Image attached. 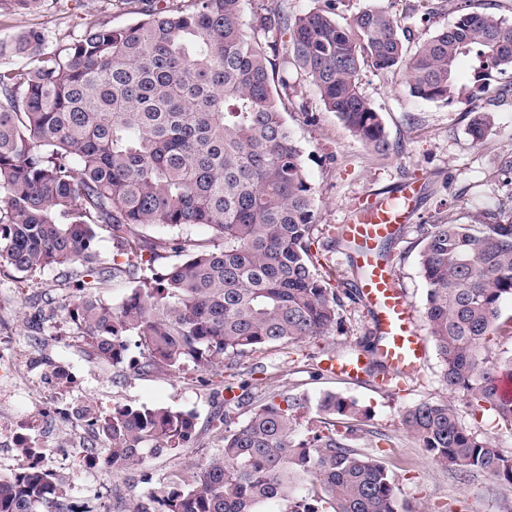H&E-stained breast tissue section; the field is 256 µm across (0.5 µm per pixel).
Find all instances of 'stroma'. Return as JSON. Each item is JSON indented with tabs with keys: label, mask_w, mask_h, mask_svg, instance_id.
Instances as JSON below:
<instances>
[{
	"label": "stroma",
	"mask_w": 512,
	"mask_h": 512,
	"mask_svg": "<svg viewBox=\"0 0 512 512\" xmlns=\"http://www.w3.org/2000/svg\"><path fill=\"white\" fill-rule=\"evenodd\" d=\"M370 4L403 18L406 44L415 47L455 19L447 0H433L435 12L424 18L414 13L416 0H342L336 18L346 23L360 6ZM132 17L115 0H44L34 11H0V39L28 30L41 31L46 51H54L79 36L87 23L105 21L119 27ZM362 94L381 113L393 150L388 158L368 151L361 141L323 106L310 78L295 74L279 96L284 117L303 152L306 175L316 192L317 222L325 233L318 248L323 274L332 280L357 283L358 272L349 250L330 248L329 232L345 223L366 197L389 194L411 183L417 188L413 216L398 235L386 241L389 266L418 316L419 334H426L421 318L427 284L418 258L429 225L454 221L471 224L512 219V71H492L477 99L461 96L452 103L426 102L410 95L401 73H382L363 64L358 73ZM487 105L493 128L482 143L468 133L474 103ZM55 271L48 270L19 282L0 274V336L9 344L39 354L43 367L70 365L78 380L73 395L98 405L100 415L116 406L134 409L167 407L192 415L195 433L181 448L151 453L131 471H89L71 464L66 481L71 499L92 496L107 485L110 512H123L130 499L147 492L144 476L162 480L193 467L223 444V382L211 369L194 365L183 371H145L137 349H129L123 364L102 361L68 326L30 331L27 320L36 307L58 306L63 294ZM341 328L319 340L288 347L272 345L255 353L263 365L256 374L254 397L263 403L289 392L303 396L298 416L300 433L333 425L317 408L323 394L353 398L368 411L353 446L387 467L398 488L404 512H512V486L481 471H460L436 462L403 430L405 407L422 401L448 400L462 424L512 455V429L494 413L472 416L462 394L449 392L440 379L441 362L428 349L419 370L406 377L394 392L370 380L349 382L326 373L324 358L344 354L372 333V318L364 304L346 303ZM389 435L378 443L374 431Z\"/></svg>",
	"instance_id": "1"
}]
</instances>
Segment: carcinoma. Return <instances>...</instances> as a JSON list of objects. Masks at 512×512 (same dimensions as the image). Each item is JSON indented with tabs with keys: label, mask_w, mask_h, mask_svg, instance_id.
I'll return each mask as SVG.
<instances>
[{
	"label": "carcinoma",
	"mask_w": 512,
	"mask_h": 512,
	"mask_svg": "<svg viewBox=\"0 0 512 512\" xmlns=\"http://www.w3.org/2000/svg\"><path fill=\"white\" fill-rule=\"evenodd\" d=\"M130 2L133 22L89 24L56 51L35 30L0 42V56L21 60L0 69V271L57 270L73 291L64 320L105 362L123 363L134 336L144 370L193 363L251 376L253 354L328 335L355 296L318 273L315 191L277 88L301 70L325 109L385 158L392 146L359 90L361 64L402 72L415 98L451 103L463 94L461 58L472 60L478 86L491 69L512 70V23L456 0L454 22L411 51L401 20L371 6L344 26L331 8L294 18L271 8L248 23L244 0ZM472 113L479 143L492 115ZM196 225L212 237L148 234ZM101 229L114 244L109 260L97 249ZM422 242L423 315L443 383L472 414L492 411L512 428V403L495 386L512 357L489 354L501 303L512 298V221L433 224ZM170 257L179 261L163 263ZM119 277L133 286L114 307L102 293ZM225 390V408L253 405L251 383ZM301 408V397L285 394L241 424L225 413L222 448L128 512H258L274 499L286 512H400L386 466L351 445L366 409L327 394L319 411L350 425L302 438ZM401 425L437 462L512 485V456L462 424L448 401L411 406ZM100 427L110 465L133 470L147 452L182 447L194 421L117 406ZM308 478L321 491L315 500L299 492ZM66 500L65 485L32 466L0 480V512H75Z\"/></svg>",
	"instance_id": "carcinoma-1"
}]
</instances>
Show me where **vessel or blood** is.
I'll list each match as a JSON object with an SVG mask.
<instances>
[{
	"label": "vessel or blood",
	"instance_id": "b4317fda",
	"mask_svg": "<svg viewBox=\"0 0 512 512\" xmlns=\"http://www.w3.org/2000/svg\"><path fill=\"white\" fill-rule=\"evenodd\" d=\"M411 191L402 189L400 197H380L341 227L345 239L356 245L352 261L361 273L359 294L372 315L378 336L375 358L393 373L416 371L426 354L421 336L414 329L413 313L393 271L377 256L379 244L393 238L411 214ZM367 364L366 356L332 359L328 371L350 380L359 379Z\"/></svg>",
	"mask_w": 512,
	"mask_h": 512
}]
</instances>
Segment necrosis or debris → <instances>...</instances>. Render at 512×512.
Here are the masks:
<instances>
[{"label": "necrosis or debris", "mask_w": 512, "mask_h": 512, "mask_svg": "<svg viewBox=\"0 0 512 512\" xmlns=\"http://www.w3.org/2000/svg\"><path fill=\"white\" fill-rule=\"evenodd\" d=\"M32 359V354L26 351L11 349L0 353V408L10 406L21 392L35 401L27 421L0 416V472L15 470L24 460L62 479L67 470L65 453L73 448L69 437H62L53 448L35 445V433L43 429L47 412H57L60 425H75L82 438L97 433L98 426L89 412L80 411L77 399L61 398L59 385L63 374L59 369H51L28 383L22 381L19 369Z\"/></svg>", "instance_id": "4bbe7bcc"}]
</instances>
